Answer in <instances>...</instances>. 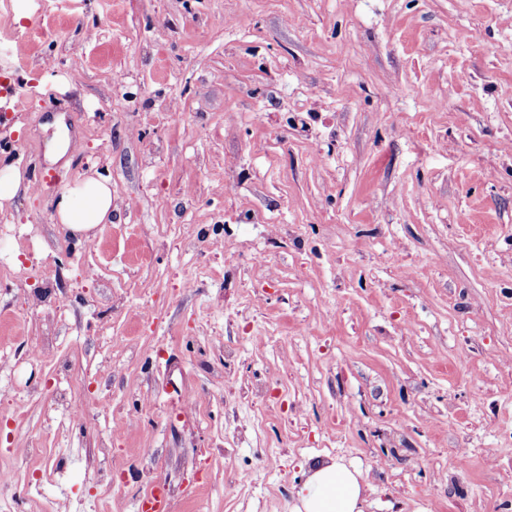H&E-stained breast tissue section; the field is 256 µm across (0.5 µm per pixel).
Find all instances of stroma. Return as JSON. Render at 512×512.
Segmentation results:
<instances>
[{"instance_id":"obj_1","label":"stroma","mask_w":512,"mask_h":512,"mask_svg":"<svg viewBox=\"0 0 512 512\" xmlns=\"http://www.w3.org/2000/svg\"><path fill=\"white\" fill-rule=\"evenodd\" d=\"M0 158L11 512H292L316 456L363 512H512V0L0 4ZM29 188L21 169L14 163L0 160V211L20 193ZM111 218L112 186L109 179L97 172L67 183L51 216L55 224H63L72 236L86 239L98 224H106ZM139 512H172L170 499L160 486L155 485L139 501Z\"/></svg>"}]
</instances>
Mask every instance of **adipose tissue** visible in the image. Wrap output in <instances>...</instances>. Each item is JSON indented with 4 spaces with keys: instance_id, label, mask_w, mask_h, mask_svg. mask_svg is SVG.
<instances>
[{
    "instance_id": "ef3b65f1",
    "label": "adipose tissue",
    "mask_w": 512,
    "mask_h": 512,
    "mask_svg": "<svg viewBox=\"0 0 512 512\" xmlns=\"http://www.w3.org/2000/svg\"><path fill=\"white\" fill-rule=\"evenodd\" d=\"M112 218L109 179L92 172L66 184L51 219L71 235L88 236ZM364 484L360 471L336 461H314L296 490L293 512H362Z\"/></svg>"
}]
</instances>
